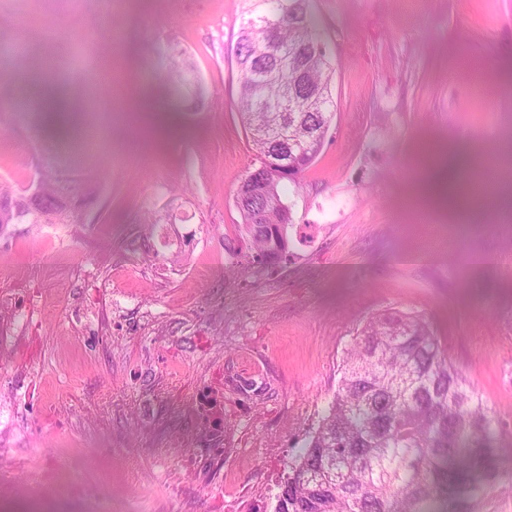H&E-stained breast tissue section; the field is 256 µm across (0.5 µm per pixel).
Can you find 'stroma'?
I'll use <instances>...</instances> for the list:
<instances>
[{
    "mask_svg": "<svg viewBox=\"0 0 512 512\" xmlns=\"http://www.w3.org/2000/svg\"><path fill=\"white\" fill-rule=\"evenodd\" d=\"M310 6L336 116L285 195L289 259L236 274L250 243L234 195L254 162L233 56L241 0H0L59 79L112 73L93 91L102 134L80 154L0 103V180L25 186L47 165L98 188L83 224L0 234V286L23 280L35 307L0 326L17 428L0 444L19 484L45 453L68 461L64 483L109 481L123 512H273L347 349L387 310L426 319L499 415L512 483V181L466 215L418 191L462 156L512 170V0ZM58 26L72 46L47 38ZM172 44L195 66L177 90Z\"/></svg>",
    "mask_w": 512,
    "mask_h": 512,
    "instance_id": "1",
    "label": "stroma"
}]
</instances>
